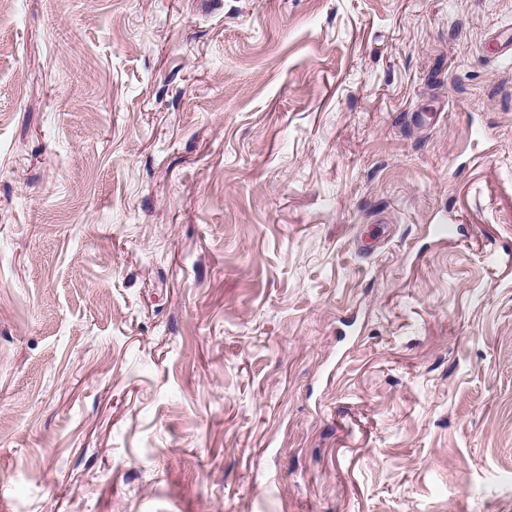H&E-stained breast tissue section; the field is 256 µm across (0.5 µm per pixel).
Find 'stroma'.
Here are the masks:
<instances>
[{"mask_svg":"<svg viewBox=\"0 0 512 512\" xmlns=\"http://www.w3.org/2000/svg\"><path fill=\"white\" fill-rule=\"evenodd\" d=\"M510 25L0 0V512H512Z\"/></svg>","mask_w":512,"mask_h":512,"instance_id":"35a3bbf8","label":"stroma"}]
</instances>
